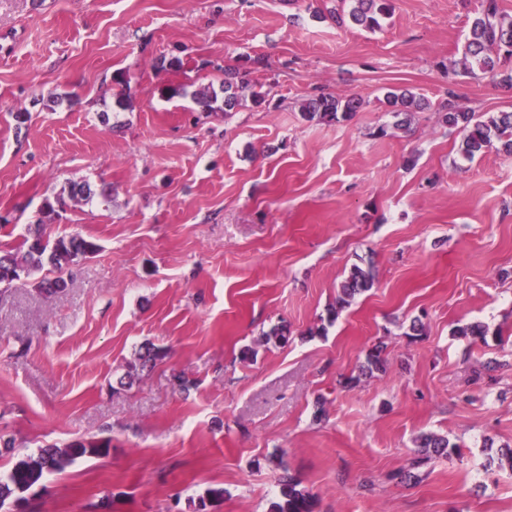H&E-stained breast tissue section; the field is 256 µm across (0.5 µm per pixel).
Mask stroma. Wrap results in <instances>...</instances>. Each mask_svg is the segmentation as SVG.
I'll return each mask as SVG.
<instances>
[{
    "label": "stroma",
    "mask_w": 512,
    "mask_h": 512,
    "mask_svg": "<svg viewBox=\"0 0 512 512\" xmlns=\"http://www.w3.org/2000/svg\"><path fill=\"white\" fill-rule=\"evenodd\" d=\"M333 5L0 0V242L42 222L99 246L64 292L0 289V435L112 442L47 475L26 512H194L211 488L207 512H268L278 450L315 512H512V156L466 158L437 112L449 90L510 111L512 89L462 71L479 0H393L374 32ZM227 66L263 102L202 111L191 90ZM395 85L427 103L406 133ZM320 90L363 108L307 121ZM51 92L76 101L47 109ZM83 183L110 201L43 213ZM355 265L375 284L327 322ZM282 323L288 344L263 343ZM471 323L485 341L456 335ZM380 341L386 372L342 387ZM146 342L166 356L127 380ZM426 432L456 450L402 480Z\"/></svg>",
    "instance_id": "1"
}]
</instances>
